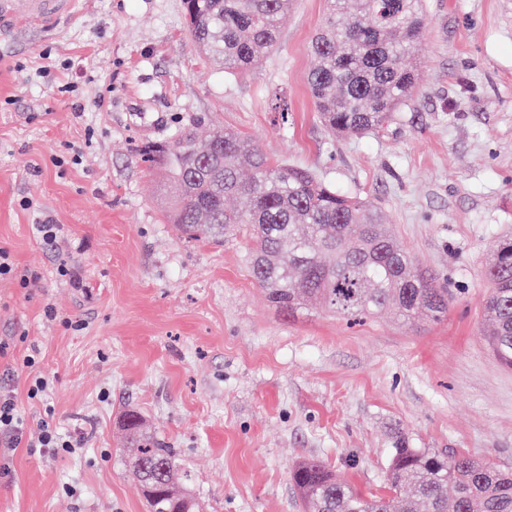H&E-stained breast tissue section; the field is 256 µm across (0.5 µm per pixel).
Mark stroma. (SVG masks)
Masks as SVG:
<instances>
[{
    "label": "stroma",
    "mask_w": 512,
    "mask_h": 512,
    "mask_svg": "<svg viewBox=\"0 0 512 512\" xmlns=\"http://www.w3.org/2000/svg\"><path fill=\"white\" fill-rule=\"evenodd\" d=\"M326 9L293 0L276 50L242 71L197 50L181 0H83L57 29L0 39V246L40 276L0 281V390L27 436L49 409L79 443L0 447V512H146L122 454L127 409L177 449L203 512H299L289 470L305 459L382 492L400 436L512 468V370L482 336L490 245L512 232V0H424L416 93L358 137L329 136L308 93ZM196 118L376 201L451 291L447 318L287 316L241 239L181 238L135 150ZM27 200L55 217L56 246ZM32 348L34 370L17 369ZM33 372L50 384L41 402L27 397Z\"/></svg>",
    "instance_id": "35a3bbf8"
}]
</instances>
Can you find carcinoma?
<instances>
[{"mask_svg":"<svg viewBox=\"0 0 512 512\" xmlns=\"http://www.w3.org/2000/svg\"><path fill=\"white\" fill-rule=\"evenodd\" d=\"M190 39L224 68H248L274 49L290 0H182ZM311 40L308 90L334 135L379 132L416 88L423 0H328ZM197 122L171 139L145 143L140 160L161 163L171 223L186 240H246L250 273L285 314L314 306L343 318L396 310L440 322L450 295L411 259L372 200L352 196L261 148L216 129L201 141ZM240 206L230 208L227 201ZM486 343L512 369V236L493 245L485 269ZM125 447L140 486L154 487L153 512H201L180 486L175 449L126 414ZM304 512H512V471L466 455L446 457L401 438L391 451L386 493L365 496L317 459L291 468Z\"/></svg>","mask_w":512,"mask_h":512,"instance_id":"obj_1","label":"carcinoma"}]
</instances>
